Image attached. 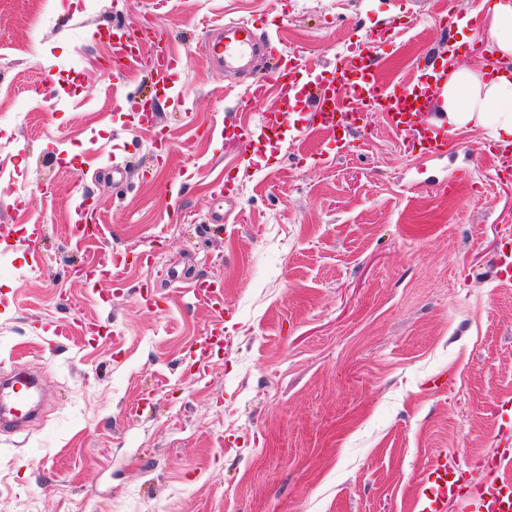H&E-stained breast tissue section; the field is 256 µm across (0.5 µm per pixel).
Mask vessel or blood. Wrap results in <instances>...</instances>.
I'll return each mask as SVG.
<instances>
[{
  "instance_id": "obj_1",
  "label": "vessel or blood",
  "mask_w": 512,
  "mask_h": 512,
  "mask_svg": "<svg viewBox=\"0 0 512 512\" xmlns=\"http://www.w3.org/2000/svg\"><path fill=\"white\" fill-rule=\"evenodd\" d=\"M113 45L125 50L127 59H134L141 43L154 45L151 67L155 81L167 86L172 67L171 51L160 37L148 30L132 34L127 27L112 29ZM212 61L228 71L239 69L246 59L262 53L271 55L270 70L255 76L248 90L260 97L274 92L276 111L263 115L258 132L252 133L237 125L224 127V138L236 139L244 148L254 145L255 136L276 141L281 133L282 114L302 109L312 126L329 133L323 154L338 153L344 142L335 135L337 113L344 112L353 122H360L372 112L380 113L386 124L399 133L404 144L418 148L426 157L441 156L448 150L450 133L447 125L433 121L431 110L441 102L444 77L454 64L447 52L438 53L420 69L408 84H383L377 77L376 63L359 64L356 56L347 55L332 69L322 72L300 71L291 53L277 49L271 40L257 36L239 21L224 24L207 43ZM37 378L27 383H0V429L10 430L20 424L19 406L29 402L31 394L41 393ZM455 494V481L445 463H434L419 480L417 495L412 503L414 512H448V500ZM470 505L473 512H512V474L496 472L482 488L473 492Z\"/></svg>"
}]
</instances>
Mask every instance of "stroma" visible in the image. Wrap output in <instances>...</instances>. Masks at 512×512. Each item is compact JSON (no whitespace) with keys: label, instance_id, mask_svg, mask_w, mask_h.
I'll list each match as a JSON object with an SVG mask.
<instances>
[{"label":"stroma","instance_id":"35a3bbf8","mask_svg":"<svg viewBox=\"0 0 512 512\" xmlns=\"http://www.w3.org/2000/svg\"><path fill=\"white\" fill-rule=\"evenodd\" d=\"M480 3L0 0V371H41L49 390L40 420L0 433V512H408L435 460L483 479L512 407V175L492 179L481 130L427 158L377 113L329 157L285 114L283 142L241 160L223 127L257 130L276 100L205 54L239 20L317 69L392 34L369 44L387 84L445 49L478 69ZM117 20L161 29L166 92L147 47L109 78Z\"/></svg>","mask_w":512,"mask_h":512}]
</instances>
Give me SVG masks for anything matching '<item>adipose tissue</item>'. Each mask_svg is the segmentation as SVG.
Returning <instances> with one entry per match:
<instances>
[{"label": "adipose tissue", "instance_id": "ef3b65f1", "mask_svg": "<svg viewBox=\"0 0 512 512\" xmlns=\"http://www.w3.org/2000/svg\"><path fill=\"white\" fill-rule=\"evenodd\" d=\"M478 31L501 69L489 78L478 70L454 68L444 84L440 119L451 130L477 128L506 144L512 142V0H489Z\"/></svg>", "mask_w": 512, "mask_h": 512}]
</instances>
